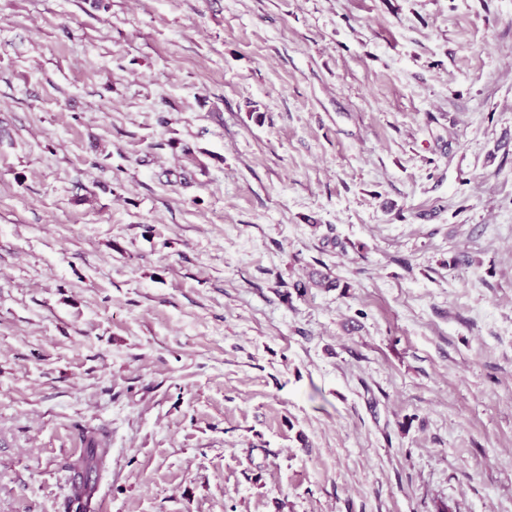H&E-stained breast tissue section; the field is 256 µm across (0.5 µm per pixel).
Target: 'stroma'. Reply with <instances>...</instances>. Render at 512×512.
<instances>
[{"label": "stroma", "instance_id": "obj_1", "mask_svg": "<svg viewBox=\"0 0 512 512\" xmlns=\"http://www.w3.org/2000/svg\"><path fill=\"white\" fill-rule=\"evenodd\" d=\"M512 0H0V512H512ZM84 442L85 448L82 455L77 460L76 467L89 470L96 465V462L100 459L102 454L106 456L107 448H104L105 444L96 436L85 438Z\"/></svg>", "mask_w": 512, "mask_h": 512}]
</instances>
